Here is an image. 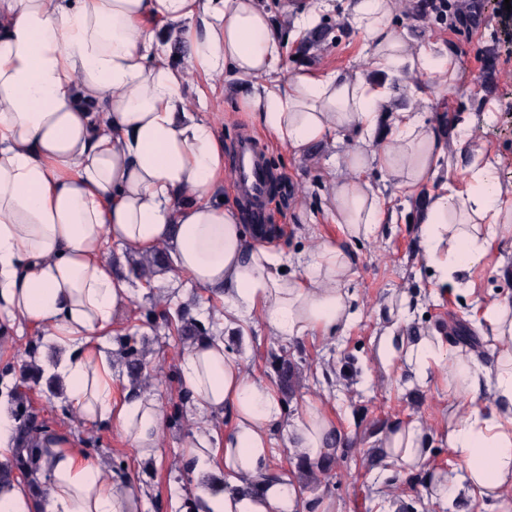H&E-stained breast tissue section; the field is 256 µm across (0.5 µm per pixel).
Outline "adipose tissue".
Masks as SVG:
<instances>
[{
	"label": "adipose tissue",
	"mask_w": 512,
	"mask_h": 512,
	"mask_svg": "<svg viewBox=\"0 0 512 512\" xmlns=\"http://www.w3.org/2000/svg\"><path fill=\"white\" fill-rule=\"evenodd\" d=\"M397 0H347L346 12L367 39L368 80L361 71L278 72L284 41L260 0H0V316L41 330L65 347L57 372L85 419L112 423L143 459L155 457L163 423L156 399L112 398V347L106 338L128 306L130 290L104 249L118 241L145 251L167 247L178 274L198 287L224 289V312L242 322L262 312L285 338H331L354 319L346 286L350 265L331 242L318 243L302 277L279 271L280 258L247 245L239 206L217 198L224 142L187 93L196 78L235 80L254 121L295 156L312 143L350 133L373 140L393 93L388 74L408 71L452 82L454 62L440 45L414 47L390 19ZM188 44L181 64L172 41ZM448 151L421 119L403 113L379 159L403 187L424 184ZM363 152L330 182L327 210L348 236H375L385 220L380 196L363 173ZM454 184L429 197L419 215L424 254L441 285L488 256L512 234V210L488 192L492 165L476 154ZM482 319L490 364L462 350L447 361L442 341L405 336L397 324L378 338L384 366L408 369L414 384L443 377L452 425L442 440L453 459L426 469L422 490L446 502L461 494L512 512V308L486 299ZM180 370L200 415L230 411L226 433L198 429L183 454L190 472L222 471L201 487L200 512H329L269 465L275 432L290 430L308 461L322 460L335 429L319 405L289 422L269 386L253 381L220 338L204 337ZM389 456L426 468L429 438L416 423L388 431ZM47 491L33 482L0 481V512H140L130 479L84 451L55 444L40 461Z\"/></svg>",
	"instance_id": "obj_1"
}]
</instances>
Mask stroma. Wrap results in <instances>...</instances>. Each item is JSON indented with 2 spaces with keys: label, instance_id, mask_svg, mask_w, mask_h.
I'll list each match as a JSON object with an SVG mask.
<instances>
[{
  "label": "stroma",
  "instance_id": "obj_1",
  "mask_svg": "<svg viewBox=\"0 0 512 512\" xmlns=\"http://www.w3.org/2000/svg\"><path fill=\"white\" fill-rule=\"evenodd\" d=\"M321 23L331 31L311 59L295 57L296 38L284 47L281 75L304 68L347 71L364 67V40L349 24L346 0H325ZM458 18L439 24L397 10L390 25L414 45L440 43L454 55L452 87L440 86L430 76L403 74L400 85L408 94L398 95L395 108H410L427 126L448 133V171L456 177L476 150L497 159L494 183L502 187L498 206L512 208V9L504 0H456ZM191 97H204L212 119L224 139V157L232 159L238 141L254 136L265 153L269 172L268 209L265 221L284 224L288 234L271 244L280 255L288 276L300 277L310 251L322 241L342 245L349 255L348 286L357 311L355 321L342 336L323 340L316 336L283 339L266 327L262 315L232 328L224 323L221 291L197 287L189 278H174L161 271L151 284L133 277L127 249L111 242L106 256L118 263L117 274L127 280L132 299L112 325V349L120 351L125 336L135 335L136 346L147 361V379L136 386L120 358L112 366L122 390L142 388L155 395L165 417L155 459L143 460L113 425H101L79 416L69 403L65 389L49 383L54 367L64 358V348L45 344L35 329L16 330L0 326V371L5 384L18 382L28 360H35L45 374L29 392L38 421L44 422L69 445L96 450L109 470L128 476L141 491L142 512H179L188 495L201 485L223 481L222 472L183 477L179 459L197 427L192 401L181 398L184 383L180 361L187 347L165 330L151 328L145 318L152 306L150 287L169 296L171 306H189L192 315L212 317L213 332L222 336L228 351L237 354L251 380L276 391L289 415L306 405L319 404L334 422L337 442L332 471L313 478L295 467L296 454L284 433H277L271 464L288 472L304 496L329 500L332 512H490L488 504L462 499L455 507L431 502L421 492L422 472L391 463L383 436L395 424L418 423L434 440L428 468H440L449 460L448 448L438 438L448 417V382L437 379L429 385L408 382L398 368H383L377 355V338L395 319L391 311L400 299H408L410 310L402 322L404 332L447 336L454 323L466 324L474 338L470 350L481 362H489L487 332L475 311V299L498 298L512 303V236L499 238L488 258L475 268L472 279L478 286L475 299L467 300L441 288L427 266L420 242V226L414 215L424 196L440 191L442 182L432 179L421 189L398 187L379 162L388 127H381L372 143L360 145L353 135H337L335 144L319 143L302 156L292 155L260 129L238 101L235 83H209L197 79L188 88ZM370 157L365 176L380 191L388 212L387 224L371 238L344 239L337 224L326 213L324 197L337 164L358 150ZM464 190L463 182L455 184ZM286 356L298 366L293 387L279 381L272 355Z\"/></svg>",
  "mask_w": 512,
  "mask_h": 512
}]
</instances>
